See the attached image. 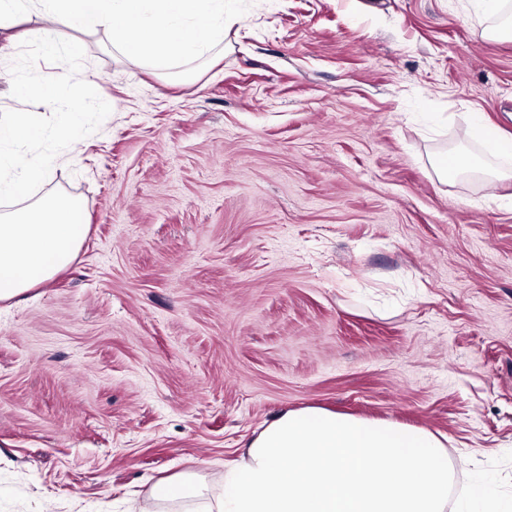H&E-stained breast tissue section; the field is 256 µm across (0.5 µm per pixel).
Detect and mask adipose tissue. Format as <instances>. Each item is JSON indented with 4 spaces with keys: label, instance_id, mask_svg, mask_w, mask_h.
<instances>
[{
    "label": "adipose tissue",
    "instance_id": "obj_1",
    "mask_svg": "<svg viewBox=\"0 0 512 512\" xmlns=\"http://www.w3.org/2000/svg\"><path fill=\"white\" fill-rule=\"evenodd\" d=\"M40 19L44 55H73L72 31L103 30L127 61L167 70L224 40V0H0L15 31L0 59ZM65 196L0 215V300L49 281L79 252L84 225ZM448 465L435 433L393 422L342 418L318 407L269 422L210 496L188 477L152 490L157 501L195 503V512H447Z\"/></svg>",
    "mask_w": 512,
    "mask_h": 512
}]
</instances>
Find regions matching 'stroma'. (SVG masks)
<instances>
[{
    "label": "stroma",
    "instance_id": "obj_1",
    "mask_svg": "<svg viewBox=\"0 0 512 512\" xmlns=\"http://www.w3.org/2000/svg\"><path fill=\"white\" fill-rule=\"evenodd\" d=\"M204 65L74 32L113 109L38 196L71 265L0 301V512H140L286 410L447 437L448 508L512 495V42L467 0H231ZM473 133L475 136L492 146L499 155L505 157L511 156L512 140L505 139L498 130L486 125L481 117L476 119L473 127ZM448 162L451 163L450 166H448ZM437 167L442 175L447 176L448 172L461 174L474 171L479 167V162L467 153L452 152L439 159Z\"/></svg>",
    "mask_w": 512,
    "mask_h": 512
}]
</instances>
